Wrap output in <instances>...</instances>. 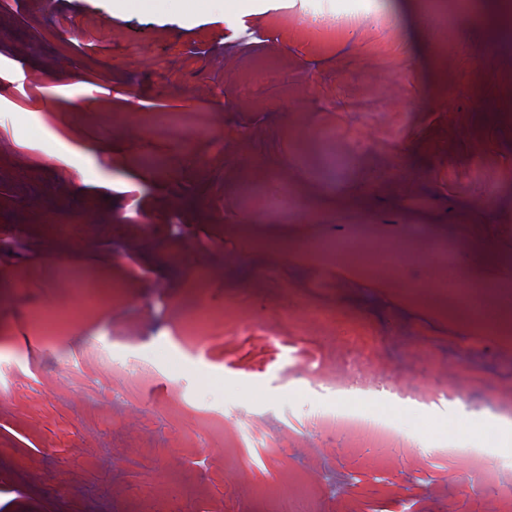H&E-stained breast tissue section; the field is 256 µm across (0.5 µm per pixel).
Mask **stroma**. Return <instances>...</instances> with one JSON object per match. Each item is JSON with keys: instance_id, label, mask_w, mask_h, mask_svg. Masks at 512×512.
Returning a JSON list of instances; mask_svg holds the SVG:
<instances>
[{"instance_id": "35a3bbf8", "label": "stroma", "mask_w": 512, "mask_h": 512, "mask_svg": "<svg viewBox=\"0 0 512 512\" xmlns=\"http://www.w3.org/2000/svg\"><path fill=\"white\" fill-rule=\"evenodd\" d=\"M451 2L364 0L325 45L314 27L344 0H201L189 15L178 0H0V512H270L269 491L306 474L312 512H512V429L495 421L512 354L472 351L462 312L433 294L449 248L499 271L489 296L512 293V8L484 0L452 19ZM266 58L276 69L258 75ZM252 79L258 95L240 99ZM349 96L378 107L345 111ZM160 109L214 113V140L148 137ZM325 125L340 129L335 171ZM148 152L169 167L139 166ZM247 182L288 184L294 217L245 199ZM312 238L421 250L364 275L266 248ZM110 265L124 292L103 291L71 336L31 329L35 308L70 299L66 277ZM192 302L239 324L186 345L178 314ZM311 305L374 336L398 382L438 392L444 368L481 381L428 407L377 398L401 436L389 450L315 428L340 398L315 387L312 350L341 334L292 343L272 328ZM132 359L154 369L141 403H93L124 383L113 362ZM461 448L483 449L496 482Z\"/></svg>"}]
</instances>
